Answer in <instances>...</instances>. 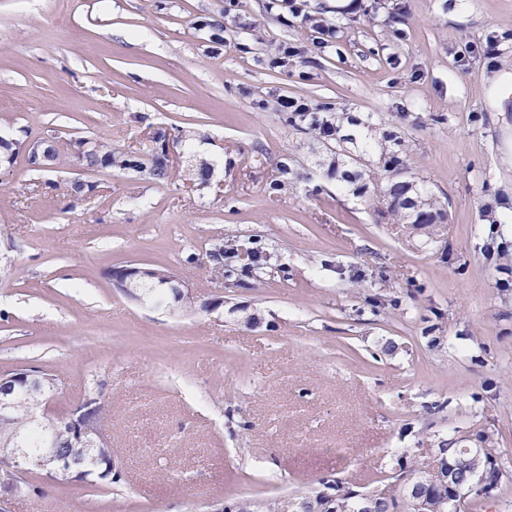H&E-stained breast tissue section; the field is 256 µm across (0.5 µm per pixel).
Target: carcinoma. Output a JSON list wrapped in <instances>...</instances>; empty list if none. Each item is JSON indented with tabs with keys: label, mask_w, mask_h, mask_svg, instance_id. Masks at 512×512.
<instances>
[{
	"label": "carcinoma",
	"mask_w": 512,
	"mask_h": 512,
	"mask_svg": "<svg viewBox=\"0 0 512 512\" xmlns=\"http://www.w3.org/2000/svg\"><path fill=\"white\" fill-rule=\"evenodd\" d=\"M83 141L73 145L72 152L54 153L48 165L63 166L79 162L86 170L126 169L133 157L112 144L98 139L83 151ZM404 160L398 156L383 165V172L373 177L370 201L379 217L393 224H443L447 219L444 205L428 190L391 180L386 173L400 172ZM148 174L158 181L168 180L172 169L165 154L150 153ZM206 256L217 265L224 258L237 259L240 265L225 270V277L251 276L266 268L273 253L245 248L236 236H227L211 245ZM152 277L131 284L130 295L140 301L163 306L168 303L166 281L172 273L156 269ZM11 388L14 407L5 420L0 419V462L15 458L20 452L56 455L65 460L69 471L50 477L56 483L74 480L113 479L112 443L104 440L90 446L87 439H77L59 419L47 416L39 422L30 421V411L37 402L52 399L55 379L41 374L40 388L23 390L0 378V389ZM458 455V449L444 443L439 448L409 445L386 452V462L376 471L352 478H335L322 482L323 489L303 497L307 512H363L366 499H371V512H481L485 498L508 482L509 473L498 462L497 449L482 448L470 469L458 472L454 489H448V459ZM229 512H281L275 500L233 498L227 500Z\"/></svg>",
	"instance_id": "obj_1"
}]
</instances>
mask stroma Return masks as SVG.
<instances>
[{
	"label": "stroma",
	"instance_id": "35a3bbf8",
	"mask_svg": "<svg viewBox=\"0 0 512 512\" xmlns=\"http://www.w3.org/2000/svg\"><path fill=\"white\" fill-rule=\"evenodd\" d=\"M460 1L305 0L334 30L323 44L285 0H0V134L144 157L153 129L178 128L209 148L177 151L163 184L85 173L72 205L69 166H0V376L54 375L59 417L109 401L122 474L24 471L41 491L6 512L284 503L374 470L408 427L426 448L490 435L512 464V287L496 285L512 268V0ZM284 46L299 53L282 65ZM286 97L343 116L338 170ZM395 154L446 223L373 213L367 174ZM202 159L207 180L189 179ZM230 234L274 250L270 267L225 279L206 251ZM129 264L174 272L194 310L113 287L106 270Z\"/></svg>",
	"mask_w": 512,
	"mask_h": 512
}]
</instances>
